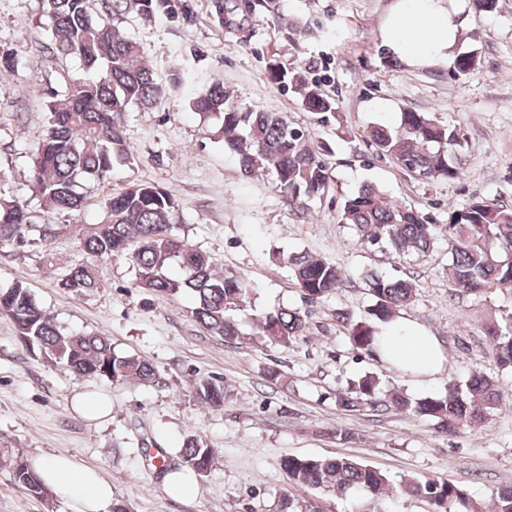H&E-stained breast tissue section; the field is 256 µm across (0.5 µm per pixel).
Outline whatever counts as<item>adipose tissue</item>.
Segmentation results:
<instances>
[{"label":"adipose tissue","instance_id":"obj_1","mask_svg":"<svg viewBox=\"0 0 512 512\" xmlns=\"http://www.w3.org/2000/svg\"><path fill=\"white\" fill-rule=\"evenodd\" d=\"M462 6L443 0H400L383 39L398 58L412 65L454 64L459 53ZM378 351L392 366L415 380L442 367V352L432 336L415 323L396 320L382 330ZM32 465L48 491L70 512H107L112 484L98 469L79 463L67 453L33 458Z\"/></svg>","mask_w":512,"mask_h":512}]
</instances>
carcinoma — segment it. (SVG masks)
<instances>
[{
  "instance_id": "cac0c4a2",
  "label": "carcinoma",
  "mask_w": 512,
  "mask_h": 512,
  "mask_svg": "<svg viewBox=\"0 0 512 512\" xmlns=\"http://www.w3.org/2000/svg\"><path fill=\"white\" fill-rule=\"evenodd\" d=\"M51 20L43 51L79 60L80 72L65 78L62 91L47 95L42 108L47 119L30 156V191L48 213H75L85 201L90 182L102 183L115 167L134 161L125 134V117L134 104L152 109L172 96L199 114L220 119L217 135L224 148L240 158L247 177L274 175L277 186L292 201L306 206L329 189L330 175L324 156L326 144L316 145L309 134L288 122L283 112H257L233 99L222 81L197 86L190 81L183 59L173 57L163 70L143 59L138 40L122 34L115 21L134 13L143 19L175 18L191 11L189 0H41ZM270 78L298 95L302 107L321 127L339 125L334 99L309 76L307 66L268 63ZM377 153L430 180H455L463 175L451 161L460 146L456 129L441 125L424 112L406 109L395 128L381 124L370 131ZM0 171V246L38 245L44 259L63 233L79 243L85 260L71 266L58 286L72 295L87 296L103 288L94 261L124 257L135 270V284L148 292L194 297L193 314L210 334L234 341L240 330L233 313L245 306L252 288L242 276L213 268L211 258L193 248L177 233L181 223L175 195L166 187L141 183L109 194L102 202L97 224H35L26 202L6 193ZM340 222L351 226L367 248L398 257L426 254L438 238L448 237L451 255L448 280L465 292L480 296L491 288H512V211L474 199L450 212L448 223L433 224L417 209L387 199L373 184L363 185L341 205ZM288 267L303 301L314 303L333 294L342 284L340 269L308 252L277 255ZM372 304L368 318L345 324L351 345L358 351L377 349L380 325L410 304L415 285L389 278L374 270L361 273ZM0 316L9 319L25 350L78 378L105 379L113 384L128 380L151 383L155 367L148 360L118 352L111 340L98 333L66 331L43 309L28 284L17 280L0 289ZM263 338L288 347L306 335L309 313L280 308L261 316ZM498 367L512 368V312L485 325ZM198 400L211 407L224 405V383L200 378ZM349 412L365 406L394 407L421 415L436 432L455 435L462 427L484 425L501 407L503 396L494 381L481 374L465 384L448 383L441 397L412 400L400 393L382 394L379 381L364 375L336 396ZM183 470L203 477L210 470L213 449L189 436L179 450ZM280 467L288 483L336 496L361 493L379 499L389 493V480L380 470L348 457L316 458L286 455ZM14 481L29 494L47 490L30 465L17 463ZM404 491L423 499L429 512H478L460 486L448 481L408 480ZM493 512H512V485L501 488Z\"/></svg>"
}]
</instances>
